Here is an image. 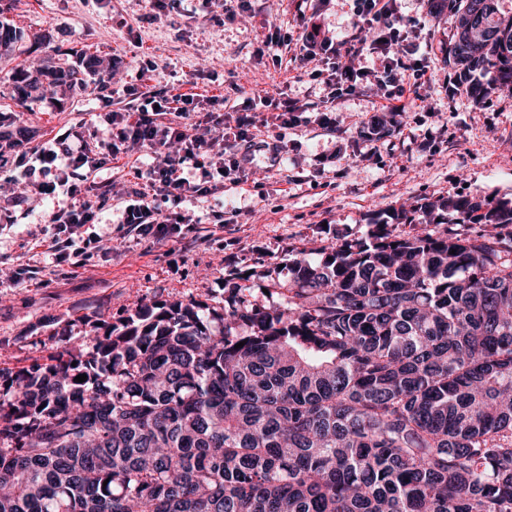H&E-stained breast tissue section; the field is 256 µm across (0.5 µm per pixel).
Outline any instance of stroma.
<instances>
[{"mask_svg":"<svg viewBox=\"0 0 512 512\" xmlns=\"http://www.w3.org/2000/svg\"><path fill=\"white\" fill-rule=\"evenodd\" d=\"M417 20L428 47L430 82L421 98L386 123L380 138L363 133L378 115L379 97L368 91L336 107V126L300 124L286 132L288 158L259 162L253 175L223 194L190 198L183 211L202 221L167 238L124 234L105 199L86 225L110 249L60 262L45 246L51 225L16 208L13 223L0 222V368L27 366L65 342L80 343L99 318L121 319L155 301H224V277L283 264L292 248L321 240L368 236L371 221L400 207L457 195H512V90L481 105L458 87L448 64L452 27L435 14L432 0H400ZM322 10L329 29L350 25L348 0H252L250 13L225 20L222 0L205 13L166 12L151 0H0V14L25 34L12 55L0 58V116L30 131L29 145L94 114L135 111L137 95L197 93L200 111L234 82L248 94H280L316 106L322 84L299 80L292 51L280 61L263 54L274 28L302 33L299 12ZM115 63L116 91L91 81L68 99L41 97L18 104L10 75L17 64L78 66L85 51ZM134 84L137 93L122 91ZM237 207L236 223L220 224L215 211Z\"/></svg>","mask_w":512,"mask_h":512,"instance_id":"1","label":"stroma"}]
</instances>
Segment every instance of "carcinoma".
<instances>
[{"instance_id": "carcinoma-1", "label": "carcinoma", "mask_w": 512, "mask_h": 512, "mask_svg": "<svg viewBox=\"0 0 512 512\" xmlns=\"http://www.w3.org/2000/svg\"><path fill=\"white\" fill-rule=\"evenodd\" d=\"M442 2L470 97L511 84L512 13ZM23 38L0 19V53ZM102 63L18 66L14 98ZM417 211L253 272L282 304L237 272L222 306L145 304L0 369V512H512V197L392 222Z\"/></svg>"}]
</instances>
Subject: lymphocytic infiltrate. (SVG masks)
I'll return each mask as SVG.
<instances>
[{"label":"lymphocytic infiltrate","instance_id":"lymphocytic-infiltrate-1","mask_svg":"<svg viewBox=\"0 0 512 512\" xmlns=\"http://www.w3.org/2000/svg\"><path fill=\"white\" fill-rule=\"evenodd\" d=\"M352 2V35L324 30L314 22L299 36L275 28L263 42L272 57L294 50V59L306 68L308 78L326 86L327 95L315 118L324 129L335 124L331 113L337 101L365 87L380 91L383 111L396 115L404 110L400 103L404 94L417 92L428 81V67L416 57L417 24L399 13L397 0ZM361 31L366 34L362 40L357 37ZM368 54L376 56V65H361V58ZM242 93L240 85L229 83L223 96L212 98V112L202 116L194 95L182 94L173 100L153 96L144 99L136 113H105L92 132L68 129L36 146L15 149L10 180L22 184L24 193L1 200L0 212H9L25 196L48 203L45 221L54 227L48 250L56 258L69 257L71 248L80 243L76 240L80 228L97 216L92 190L111 187V179H100L101 170L147 150L152 161L136 171L139 187L114 190L120 222L127 231L141 235L179 232L181 225L195 221L193 215L178 210L186 198L214 195L225 185H239L245 177L251 160L241 151L256 144L251 115L255 103ZM232 95L241 97L239 109L218 113V106ZM260 103L273 110L271 120L278 133L272 150L285 153L286 132L302 123L307 107L271 95L262 96ZM35 168L42 172V181L28 182L27 174ZM191 170L197 171V179L188 178Z\"/></svg>","mask_w":512,"mask_h":512}]
</instances>
